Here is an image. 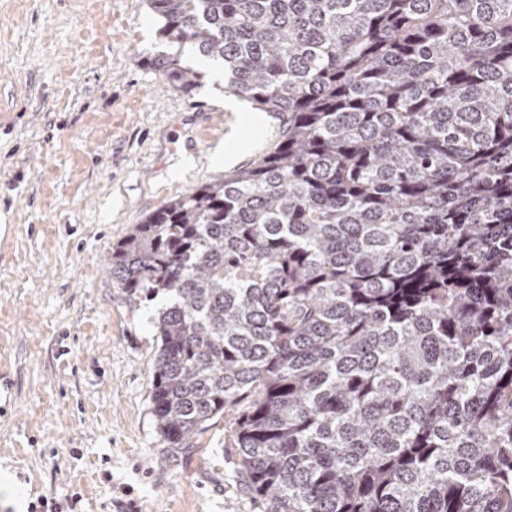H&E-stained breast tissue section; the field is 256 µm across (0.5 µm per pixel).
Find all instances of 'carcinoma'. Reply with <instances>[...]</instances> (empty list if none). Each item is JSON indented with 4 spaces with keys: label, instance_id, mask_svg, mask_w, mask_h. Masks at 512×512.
<instances>
[{
    "label": "carcinoma",
    "instance_id": "1",
    "mask_svg": "<svg viewBox=\"0 0 512 512\" xmlns=\"http://www.w3.org/2000/svg\"><path fill=\"white\" fill-rule=\"evenodd\" d=\"M189 95L273 151L112 247L154 323L158 432L233 416L271 512H512V0H147Z\"/></svg>",
    "mask_w": 512,
    "mask_h": 512
}]
</instances>
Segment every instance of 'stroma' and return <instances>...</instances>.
<instances>
[{"mask_svg":"<svg viewBox=\"0 0 512 512\" xmlns=\"http://www.w3.org/2000/svg\"><path fill=\"white\" fill-rule=\"evenodd\" d=\"M146 0H0V512H267L232 419L167 450L151 410L147 301L112 279L146 215L272 150V118L226 111L224 78L185 96L152 67Z\"/></svg>","mask_w":512,"mask_h":512,"instance_id":"35a3bbf8","label":"stroma"}]
</instances>
